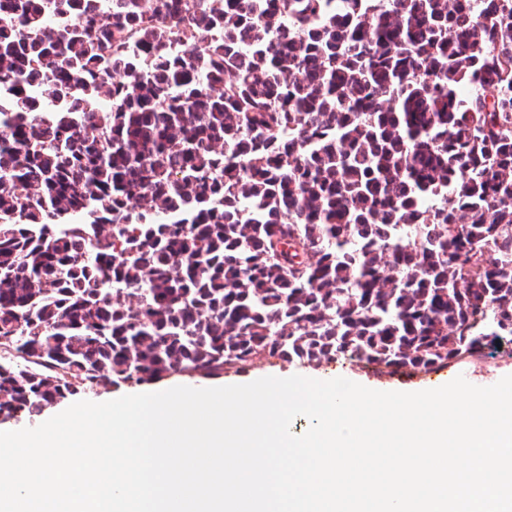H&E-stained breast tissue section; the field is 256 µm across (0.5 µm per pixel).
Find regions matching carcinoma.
<instances>
[{
	"instance_id": "obj_1",
	"label": "carcinoma",
	"mask_w": 512,
	"mask_h": 512,
	"mask_svg": "<svg viewBox=\"0 0 512 512\" xmlns=\"http://www.w3.org/2000/svg\"><path fill=\"white\" fill-rule=\"evenodd\" d=\"M492 345L512 0H0L1 420Z\"/></svg>"
}]
</instances>
